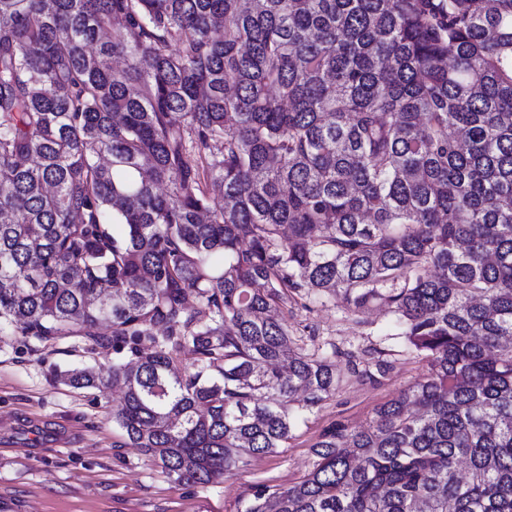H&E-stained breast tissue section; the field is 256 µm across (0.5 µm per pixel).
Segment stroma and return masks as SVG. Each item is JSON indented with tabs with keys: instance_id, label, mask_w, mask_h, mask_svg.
Wrapping results in <instances>:
<instances>
[{
	"instance_id": "1",
	"label": "stroma",
	"mask_w": 512,
	"mask_h": 512,
	"mask_svg": "<svg viewBox=\"0 0 512 512\" xmlns=\"http://www.w3.org/2000/svg\"><path fill=\"white\" fill-rule=\"evenodd\" d=\"M288 322L295 335L336 343L360 363L369 360L370 348L386 349L392 368L376 384L348 379L318 411L298 416L286 447L206 486L171 481L114 423L122 387L112 380V364L129 360V353L83 337L41 342L1 331L0 512H240L256 486H285L305 476L328 427H366L377 406L427 372L424 360L393 339V317L384 309L357 323L333 303L297 304ZM86 367L107 380V389L64 381L66 371Z\"/></svg>"
}]
</instances>
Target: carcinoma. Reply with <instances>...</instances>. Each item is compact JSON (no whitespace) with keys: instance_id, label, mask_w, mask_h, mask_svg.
I'll return each instance as SVG.
<instances>
[{"instance_id":"1","label":"carcinoma","mask_w":512,"mask_h":512,"mask_svg":"<svg viewBox=\"0 0 512 512\" xmlns=\"http://www.w3.org/2000/svg\"><path fill=\"white\" fill-rule=\"evenodd\" d=\"M0 215V331L128 349L113 419L173 482L387 374L291 350L338 298L427 374L244 512H512V0H0Z\"/></svg>"}]
</instances>
